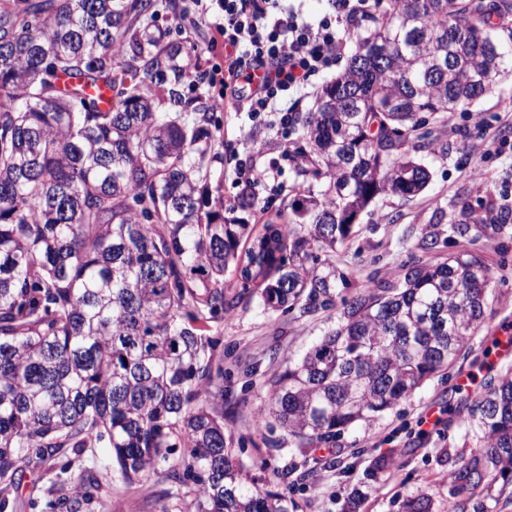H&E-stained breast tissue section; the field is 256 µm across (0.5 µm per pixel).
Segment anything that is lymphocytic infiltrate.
Here are the masks:
<instances>
[{
  "label": "lymphocytic infiltrate",
  "mask_w": 512,
  "mask_h": 512,
  "mask_svg": "<svg viewBox=\"0 0 512 512\" xmlns=\"http://www.w3.org/2000/svg\"><path fill=\"white\" fill-rule=\"evenodd\" d=\"M205 20L212 22L208 52L220 53L224 62L214 65L208 77L216 88L215 108L260 115L275 113L280 126L289 127L295 112L290 94L308 90L316 77L335 65L347 47L343 24H355L366 0H328L330 11L310 22L283 0H192Z\"/></svg>",
  "instance_id": "f902f5d3"
}]
</instances>
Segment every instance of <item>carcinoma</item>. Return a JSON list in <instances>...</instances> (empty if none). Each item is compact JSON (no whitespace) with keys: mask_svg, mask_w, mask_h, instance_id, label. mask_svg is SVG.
<instances>
[{"mask_svg":"<svg viewBox=\"0 0 512 512\" xmlns=\"http://www.w3.org/2000/svg\"><path fill=\"white\" fill-rule=\"evenodd\" d=\"M155 0H11L0 11V484L23 460L103 445L125 480L174 449L167 477L195 512H290L288 496L246 483L224 436V357L208 335L242 292L273 311L333 304L347 288L325 252L378 195L429 183L410 136L425 112L464 110L512 79V0H376L367 35L314 112L294 125L300 175L325 181L288 223L226 220L222 185H200L197 144L173 91L143 76L189 63L153 27ZM119 88L100 106L95 83ZM500 224L452 222L479 238ZM247 244L239 253L240 244ZM493 271L472 252L414 264L342 297L336 326L271 384L264 411L296 448L334 444L448 369L484 318ZM482 449L458 491L489 512L512 483V376L467 407ZM59 468L51 512H89L109 475ZM401 512H430L419 494Z\"/></svg>","mask_w":512,"mask_h":512,"instance_id":"obj_1","label":"carcinoma"}]
</instances>
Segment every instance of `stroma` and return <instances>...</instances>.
Listing matches in <instances>:
<instances>
[{"label":"stroma","mask_w":512,"mask_h":512,"mask_svg":"<svg viewBox=\"0 0 512 512\" xmlns=\"http://www.w3.org/2000/svg\"><path fill=\"white\" fill-rule=\"evenodd\" d=\"M155 3L154 25L201 70L210 71L208 26L183 25L174 16L173 0ZM172 89L187 103L182 118L206 121L214 132L204 145L202 174L208 184L223 181L224 205L233 208L234 218L258 228L287 223L289 204L302 185L314 182L298 177L295 159L281 154L284 145L299 142L300 132H279L246 112L210 111L207 86L195 89L179 82ZM425 130L430 145L416 157L431 173L429 185L409 199L389 193L376 197L332 259L352 295L415 262L435 263L465 249L485 258L495 272L488 309L445 375L426 381L375 421L351 427L335 447L294 448L287 432L262 412L271 379L334 327L340 310H267L259 294L240 296L239 270L225 273L227 296L241 301L211 331L224 352V435L248 484L284 493L294 502L291 512H400L403 499L417 494L428 496L431 512H448L452 503L473 512L466 494L458 493L453 472L460 458L478 452L480 439L448 409L471 398L459 387L461 376H474L481 385L512 372V356L492 362L486 356L498 329L512 326V223L502 234L471 242L449 237L448 222L464 207L488 224L512 212L502 197L505 184L512 182V144L485 157L478 152L482 141L512 132V81L481 98L473 112L428 117ZM258 153L279 158L284 193L270 205L269 189L259 186L252 204L238 207L233 161L248 162ZM427 228L438 236L432 250L422 244ZM167 471L163 462L131 483L113 473L111 484L98 494L104 512H161L165 505L171 512H193L183 491L164 498V491L172 490ZM48 487L46 472L25 470L8 490L15 512H45Z\"/></svg>","instance_id":"35a3bbf8"}]
</instances>
